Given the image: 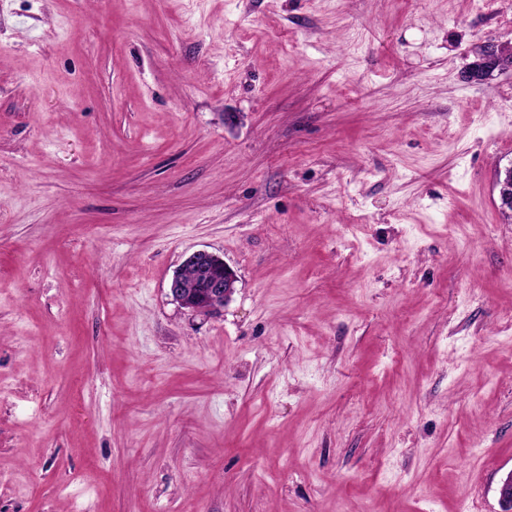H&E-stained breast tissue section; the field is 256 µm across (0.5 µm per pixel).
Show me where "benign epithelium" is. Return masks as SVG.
Wrapping results in <instances>:
<instances>
[{
    "instance_id": "7a95c632",
    "label": "benign epithelium",
    "mask_w": 512,
    "mask_h": 512,
    "mask_svg": "<svg viewBox=\"0 0 512 512\" xmlns=\"http://www.w3.org/2000/svg\"><path fill=\"white\" fill-rule=\"evenodd\" d=\"M512 68V52L503 46L487 45L476 54L469 69V78L482 82L490 79L496 71ZM496 187L500 208L512 216V165L497 171ZM184 265L196 272L194 284L185 283L181 274L173 275L169 282V293L179 305L193 312H218L224 308L234 292L237 276L224 263L223 258L207 250L190 254ZM501 512H512V472L499 488Z\"/></svg>"
}]
</instances>
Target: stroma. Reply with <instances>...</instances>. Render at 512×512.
<instances>
[{
    "label": "stroma",
    "mask_w": 512,
    "mask_h": 512,
    "mask_svg": "<svg viewBox=\"0 0 512 512\" xmlns=\"http://www.w3.org/2000/svg\"><path fill=\"white\" fill-rule=\"evenodd\" d=\"M505 42L512 0H0V512H501ZM512 68V52L504 51L502 45H487L476 54L469 69V78L482 82L490 79L495 71ZM185 266L195 270L196 279L191 268L185 269L183 278L177 272L169 282L170 295L181 307L193 312L221 311L234 292L237 282L234 270L219 255L207 250L190 254ZM194 279V284L189 285Z\"/></svg>",
    "instance_id": "35a3bbf8"
}]
</instances>
